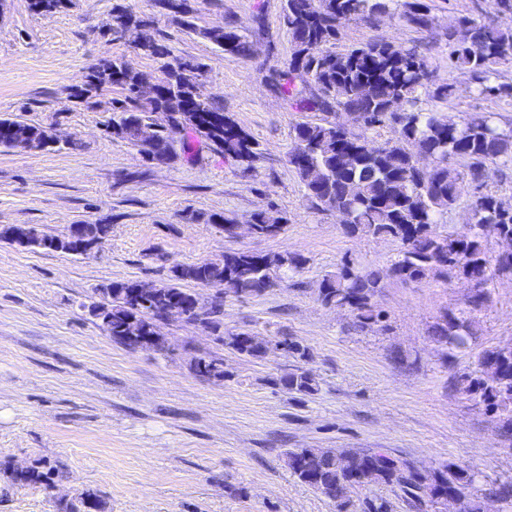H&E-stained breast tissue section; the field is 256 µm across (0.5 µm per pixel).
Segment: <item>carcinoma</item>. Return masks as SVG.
Listing matches in <instances>:
<instances>
[{
    "mask_svg": "<svg viewBox=\"0 0 512 512\" xmlns=\"http://www.w3.org/2000/svg\"><path fill=\"white\" fill-rule=\"evenodd\" d=\"M30 6L38 14L53 15L66 8L67 0H31ZM433 10L434 0H284L281 19L291 36L292 52L288 61L269 65L265 78L292 111L322 113L316 120L293 126L299 151L287 154L309 207L322 213L348 212L350 223L343 225L348 235L399 243L396 257L386 268L342 261L336 271L322 277L318 300L328 308H346L351 329L357 333L387 332L388 314L377 301L387 280L434 279L447 284L464 278L472 293L463 307L444 312L428 329L454 362L458 355L473 350L480 315L491 303V279L512 276V255L492 256L485 246L491 229L512 238V203L487 189L495 175L512 167V128L500 127L489 116L457 122L421 107L424 96L441 102L456 93L452 82L429 80L430 41L406 44L381 37L336 51L343 21L358 19L370 28L408 27L431 37L436 30ZM171 15L179 25L194 28L190 0H179V10ZM199 35L226 54L251 58L252 42L233 21L201 29ZM443 36L448 67L468 74L470 90L512 102V80L499 71L512 64V28L460 15L448 21ZM139 49L149 57H170L165 38L146 36ZM166 67L162 91L151 94L146 91L148 74L130 69L122 58L105 59L91 68L73 97L91 98L114 85L121 87L124 98L112 102V134L139 148L150 161L159 156L169 162L188 156L194 137L201 136L212 150L234 159L241 171L251 169L262 155L260 144L200 93L198 77L204 64L176 58ZM339 112H354L363 129L388 128L393 136L370 148L368 137L336 121ZM20 131L38 136L41 127L1 118L0 148H20L15 142ZM475 193L479 208L468 232L437 230L449 209ZM253 221L254 228L267 237L285 232L288 224L272 206L254 212ZM18 234L36 241L55 238L36 228L7 227L0 230V239ZM104 234L101 225H86L80 233L72 229L62 235V247L76 253L81 238L99 240ZM307 263L304 256L288 251H226L219 261L176 267L169 282L155 283L148 290L143 280L113 281L96 289L111 302H92L87 309L93 317L111 318L116 342L126 346L129 336H153L161 351L164 338L155 335L145 320L167 304L181 306L187 312L196 311L186 322L207 330L238 355L258 359L267 354L269 342L251 331H224L221 301L203 303L181 282L214 287L223 282L237 297L260 296L280 287L285 276L301 273ZM275 346L299 361L311 359L310 348L292 336L278 337ZM190 370L196 375L204 370L215 382L226 377L224 360L207 353L192 357ZM279 385L301 395L315 392V379L307 371L285 374ZM450 387L482 407L497 421L500 435L512 440V351L507 353L501 346L480 351L473 367L451 377ZM287 460L293 475L335 502L339 512H347L352 489L375 484L399 489L415 508L434 505L443 495H456L466 499L467 512H483V501L466 497L476 476L461 466L421 470L382 449L297 448L287 453ZM3 472L13 486L50 488L64 478L62 469L39 462L24 469L6 462ZM61 509L104 512L105 503L86 494L61 503Z\"/></svg>",
    "mask_w": 512,
    "mask_h": 512,
    "instance_id": "obj_1",
    "label": "carcinoma"
}]
</instances>
